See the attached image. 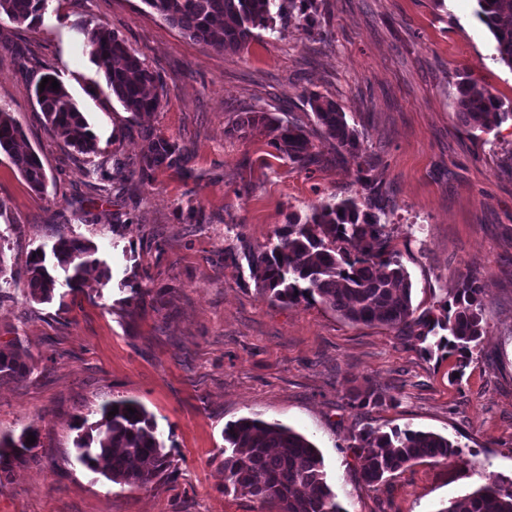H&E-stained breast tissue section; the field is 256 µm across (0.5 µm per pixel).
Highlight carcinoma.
<instances>
[{
	"label": "carcinoma",
	"instance_id": "1",
	"mask_svg": "<svg viewBox=\"0 0 512 512\" xmlns=\"http://www.w3.org/2000/svg\"><path fill=\"white\" fill-rule=\"evenodd\" d=\"M49 0H0V17L30 26L41 23ZM171 26L190 38L218 50L244 49L256 28L288 27L294 19L311 22L307 9L313 0H143ZM476 15L495 40V59L512 69V0H476ZM91 56L105 65V78L112 95L134 116L152 112L159 105L158 78L112 30L95 25L84 29ZM34 90L45 125L83 154L97 153V141L82 112L63 86ZM309 104L326 138L336 142V151L358 157L361 145L339 104L313 93ZM478 81L465 76L457 84V108L462 126L469 133L488 134L512 120V108ZM266 128L273 145L288 159L302 166L312 160V145L305 130L284 125L269 112H248L241 127ZM24 131L4 109H0V152L5 153L28 186L35 192L46 187L47 174L37 153L22 149ZM189 160L186 148L162 135L149 136L147 150L138 165L145 180L162 167L182 170ZM92 174L102 183L100 197L109 195L112 180L107 162L98 163ZM384 209L360 205L348 198L309 207L304 216L292 212L276 232V241L249 256L253 276L263 290L284 303L319 300L351 323L383 326L400 336L421 341L439 326L448 331L436 342L439 349L459 357V367L469 365L471 352L481 342V278L471 275L456 288L452 300L439 302L442 317L432 309L421 313L413 306L412 283L400 254L391 245ZM52 257L41 252L29 258L24 290L29 299L50 303L57 288H82L92 271L110 278L98 248L77 236L61 234L51 247ZM29 371L12 345L0 348V379H22ZM352 404L358 408L379 407L394 398L373 387L354 390ZM118 413L108 416L113 408ZM135 410L131 414L128 409ZM76 448L78 461L90 472L133 486H146L169 475L170 456L157 435V426L143 405L132 399L104 404L93 423L81 418ZM26 429L18 437L0 435V471L13 463L37 458L38 443ZM361 461V479L377 491L388 475L423 460L446 461L458 456V445L448 437L423 430L392 427L388 431L367 429L356 437ZM224 473L234 490L265 503L279 512H345L332 489L321 452L303 435L280 424L242 418L224 427ZM438 512H512V479L490 474L487 482L452 501Z\"/></svg>",
	"mask_w": 512,
	"mask_h": 512
}]
</instances>
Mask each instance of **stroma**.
Instances as JSON below:
<instances>
[{
    "mask_svg": "<svg viewBox=\"0 0 512 512\" xmlns=\"http://www.w3.org/2000/svg\"><path fill=\"white\" fill-rule=\"evenodd\" d=\"M475 0H315V26L255 29L247 48L193 41L144 0H50L35 26L0 20V108L26 130L47 173L32 191L0 153V247L16 282L0 295V346L19 341L31 374L0 380V433H39L38 458L0 482V512H276L228 488L224 427L243 417L286 425L324 457L346 512H437L485 474L512 477V122L461 127L459 72L512 104V69ZM100 24L160 81V104L133 116L113 97L83 29ZM54 70L97 137V156L51 133L34 85ZM338 103L362 158L343 157L308 104ZM302 125L315 156L300 166L245 112ZM160 134L190 152L185 170L141 180L134 164ZM117 157L112 194L97 199L99 158ZM374 197L391 244L428 308L468 275L483 285L485 335L464 373L455 355L354 324L318 302L265 293L248 255L290 212ZM202 210L203 223L190 220ZM94 243L110 279L37 303L23 288L33 249L58 234ZM372 386L394 404L359 409ZM121 398L154 417L168 478L112 483L75 460V417L96 421ZM367 426L448 436L452 462L411 465L379 490L359 479L355 437Z\"/></svg>",
    "mask_w": 512,
    "mask_h": 512,
    "instance_id": "35a3bbf8",
    "label": "stroma"
}]
</instances>
